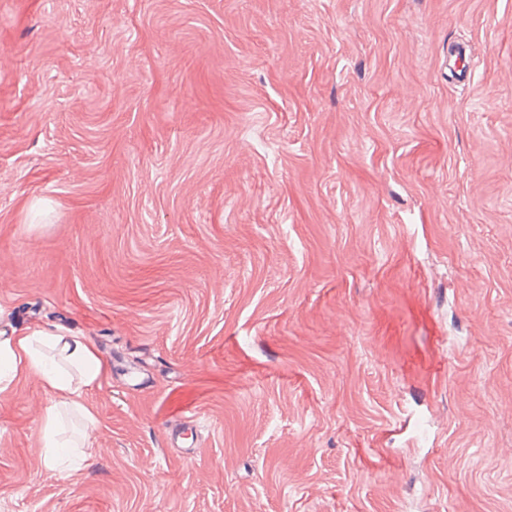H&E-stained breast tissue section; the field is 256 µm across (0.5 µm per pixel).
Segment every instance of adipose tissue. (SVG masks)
I'll return each instance as SVG.
<instances>
[{
    "label": "adipose tissue",
    "instance_id": "adipose-tissue-1",
    "mask_svg": "<svg viewBox=\"0 0 512 512\" xmlns=\"http://www.w3.org/2000/svg\"><path fill=\"white\" fill-rule=\"evenodd\" d=\"M57 351V358L45 356V349ZM106 370L98 353L80 337L62 326L39 329L24 335L0 336V391L8 389L19 375L37 378L59 399L58 406L72 407L91 417L84 394ZM58 406L48 407L40 419L49 457H57L60 443Z\"/></svg>",
    "mask_w": 512,
    "mask_h": 512
}]
</instances>
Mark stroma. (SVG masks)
I'll list each match as a JSON object with an SVG mask.
<instances>
[{
  "instance_id": "stroma-1",
  "label": "stroma",
  "mask_w": 512,
  "mask_h": 512,
  "mask_svg": "<svg viewBox=\"0 0 512 512\" xmlns=\"http://www.w3.org/2000/svg\"><path fill=\"white\" fill-rule=\"evenodd\" d=\"M51 324L95 423L62 473L0 392V512H512V0H0V331Z\"/></svg>"
}]
</instances>
